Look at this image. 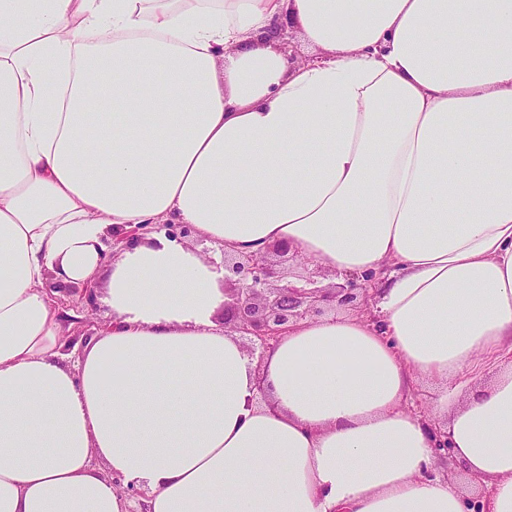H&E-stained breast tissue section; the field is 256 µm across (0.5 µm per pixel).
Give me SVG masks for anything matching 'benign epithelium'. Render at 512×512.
Wrapping results in <instances>:
<instances>
[{
	"mask_svg": "<svg viewBox=\"0 0 512 512\" xmlns=\"http://www.w3.org/2000/svg\"><path fill=\"white\" fill-rule=\"evenodd\" d=\"M163 231L170 238L185 239L195 232L190 224H135L112 232V248L147 232ZM290 252L288 244L273 246L267 254H224V327L247 340L250 352L271 349L292 324L323 316L330 302L358 308L368 304L369 288L349 280L333 288L298 287L287 280L271 255ZM123 493L133 503L129 512H145L147 492L134 486Z\"/></svg>",
	"mask_w": 512,
	"mask_h": 512,
	"instance_id": "7a95c632",
	"label": "benign epithelium"
}]
</instances>
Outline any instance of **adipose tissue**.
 I'll return each instance as SVG.
<instances>
[{"label": "adipose tissue", "instance_id": "adipose-tissue-1", "mask_svg": "<svg viewBox=\"0 0 512 512\" xmlns=\"http://www.w3.org/2000/svg\"><path fill=\"white\" fill-rule=\"evenodd\" d=\"M165 219L369 305L255 361L190 245L101 258ZM50 277L111 312L73 367ZM124 484L147 512H512V0H0V512H128ZM286 24H279L276 27L275 34L277 37L282 38ZM281 48L287 55H292L297 58L299 63L309 60L314 54L303 45L298 36L291 31H286L283 39L281 40ZM283 266H289V270L295 275L309 276V273L313 272L311 275L315 276V279L320 281L322 285L325 283H328L326 286L334 283H344V279H340L338 276L330 273L324 268L321 269L318 266H312L299 258H289V261Z\"/></svg>", "mask_w": 512, "mask_h": 512}]
</instances>
